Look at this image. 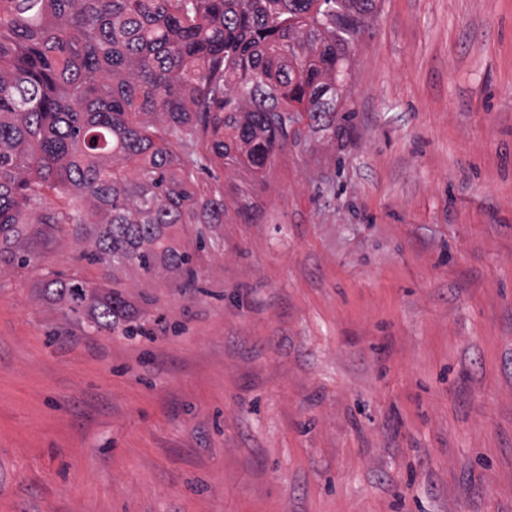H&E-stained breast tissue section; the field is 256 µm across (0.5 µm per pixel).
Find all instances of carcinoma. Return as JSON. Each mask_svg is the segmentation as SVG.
Returning <instances> with one entry per match:
<instances>
[{"label": "carcinoma", "instance_id": "cac0c4a2", "mask_svg": "<svg viewBox=\"0 0 512 512\" xmlns=\"http://www.w3.org/2000/svg\"><path fill=\"white\" fill-rule=\"evenodd\" d=\"M370 17L369 0H0V264L70 233L90 264L196 284L225 212L200 174L267 170L302 112L332 129L339 112L346 131L348 45ZM180 224L197 225L192 245L173 241ZM43 292L90 332L142 334L115 288L50 273Z\"/></svg>", "mask_w": 512, "mask_h": 512}]
</instances>
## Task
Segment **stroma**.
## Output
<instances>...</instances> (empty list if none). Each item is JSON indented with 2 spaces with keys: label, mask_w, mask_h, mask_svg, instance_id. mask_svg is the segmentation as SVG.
I'll return each instance as SVG.
<instances>
[{
  "label": "stroma",
  "mask_w": 512,
  "mask_h": 512,
  "mask_svg": "<svg viewBox=\"0 0 512 512\" xmlns=\"http://www.w3.org/2000/svg\"><path fill=\"white\" fill-rule=\"evenodd\" d=\"M372 12L348 132L216 168L198 288L67 234L0 267V512H512V0ZM42 289L54 302L65 306L89 332H111L123 320L127 322L123 330L126 336L143 333L141 326L130 324L127 301L115 288L91 287L76 276L50 273Z\"/></svg>",
  "instance_id": "1"
}]
</instances>
